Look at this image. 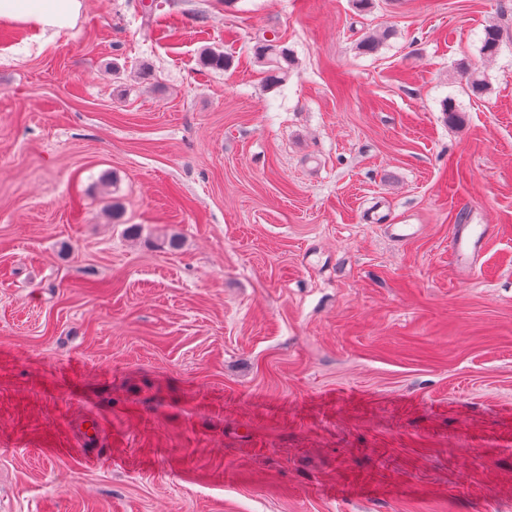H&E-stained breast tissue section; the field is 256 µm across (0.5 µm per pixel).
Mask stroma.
Wrapping results in <instances>:
<instances>
[{"label": "stroma", "mask_w": 512, "mask_h": 512, "mask_svg": "<svg viewBox=\"0 0 512 512\" xmlns=\"http://www.w3.org/2000/svg\"><path fill=\"white\" fill-rule=\"evenodd\" d=\"M0 512H512V0L0 24ZM502 39L503 29L499 24L492 22L484 27L480 51L485 59H493L498 54ZM254 54L258 62L267 68L265 70L266 82L270 85H276L285 81L288 69L293 63L292 56L287 48L282 47L279 43H257ZM486 244V230L484 224H466L462 226L452 244V253L456 262L471 249L473 259L479 256Z\"/></svg>", "instance_id": "35a3bbf8"}]
</instances>
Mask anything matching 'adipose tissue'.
<instances>
[{
	"label": "adipose tissue",
	"instance_id": "ef3b65f1",
	"mask_svg": "<svg viewBox=\"0 0 512 512\" xmlns=\"http://www.w3.org/2000/svg\"><path fill=\"white\" fill-rule=\"evenodd\" d=\"M85 0H0V22L61 33L75 26Z\"/></svg>",
	"mask_w": 512,
	"mask_h": 512
}]
</instances>
